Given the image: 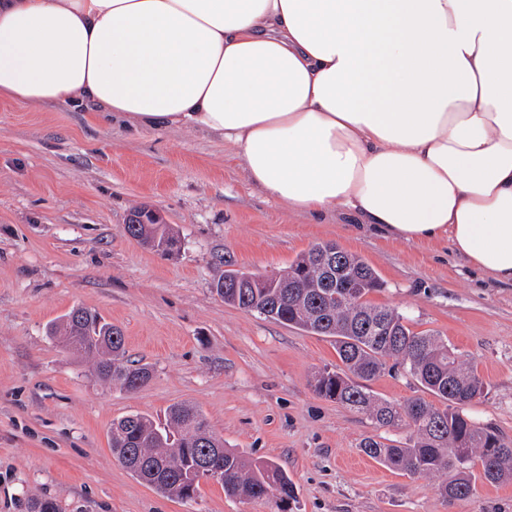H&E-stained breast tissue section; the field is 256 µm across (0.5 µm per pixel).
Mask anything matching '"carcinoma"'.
Masks as SVG:
<instances>
[{
	"label": "carcinoma",
	"mask_w": 512,
	"mask_h": 512,
	"mask_svg": "<svg viewBox=\"0 0 512 512\" xmlns=\"http://www.w3.org/2000/svg\"><path fill=\"white\" fill-rule=\"evenodd\" d=\"M139 214L134 211L124 227L131 238L153 251L158 241L180 243L170 225L141 224ZM224 266L213 290L225 303L333 339L340 365L314 374L317 395L366 415L380 427L412 429L413 436L402 445L364 438L360 448L366 456L410 475L452 474L439 485L440 495L450 503L473 493L475 476L490 485L512 479V445L462 411L483 394V378L448 341L433 332L414 331L403 313L370 300L386 282L361 255L320 242L276 274L237 269L229 256ZM47 334L71 354L92 361V374L102 381L133 391L153 376L150 366L127 359L122 331L93 310L72 308L48 326ZM388 365L414 379L435 401L417 397L393 403L374 394L369 383ZM110 439L112 454L123 467L172 498L196 496L205 475L195 464L209 456L213 469L222 472L220 483L227 495L267 498L275 512H285V504L291 512L296 502L286 469L225 448L190 404L170 407L163 425L141 414L123 416L112 422ZM27 509L60 512L46 497L30 499Z\"/></svg>",
	"instance_id": "cac0c4a2"
}]
</instances>
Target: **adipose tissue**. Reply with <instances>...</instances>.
Wrapping results in <instances>:
<instances>
[{
  "label": "adipose tissue",
  "instance_id": "obj_1",
  "mask_svg": "<svg viewBox=\"0 0 512 512\" xmlns=\"http://www.w3.org/2000/svg\"><path fill=\"white\" fill-rule=\"evenodd\" d=\"M0 97L218 135L290 208L512 283V0H0Z\"/></svg>",
  "mask_w": 512,
  "mask_h": 512
}]
</instances>
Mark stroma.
<instances>
[{"instance_id": "35a3bbf8", "label": "stroma", "mask_w": 512, "mask_h": 512, "mask_svg": "<svg viewBox=\"0 0 512 512\" xmlns=\"http://www.w3.org/2000/svg\"><path fill=\"white\" fill-rule=\"evenodd\" d=\"M160 213L181 238L165 257L129 238L130 212ZM363 256L386 282L376 304L447 338L486 387L465 413L512 441V284L481 278L443 244L356 235L345 218L297 212L255 187L220 137L132 132L85 107L0 99V512L47 496L62 512H273L201 481L191 501L142 483L112 455V422L164 421L190 402L225 447L284 466L295 512H512V481L476 482L452 503L441 475L364 455L383 428L318 396L313 374L339 360L330 338L224 303L212 290L231 255L271 274L321 241ZM120 327L128 357L153 369L129 392L91 375L47 334L72 307Z\"/></svg>"}]
</instances>
